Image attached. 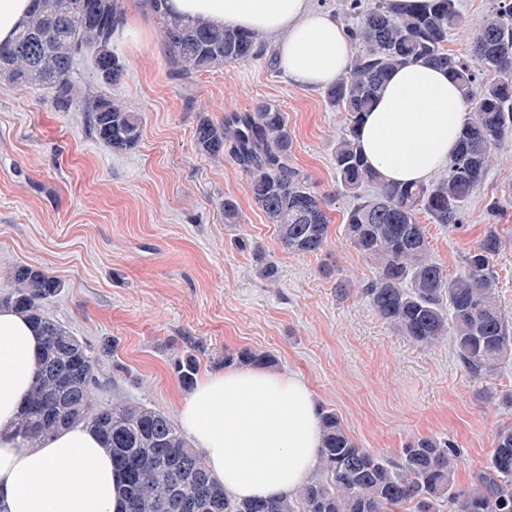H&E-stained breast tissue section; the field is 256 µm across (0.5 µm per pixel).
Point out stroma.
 <instances>
[{"label": "stroma", "instance_id": "1", "mask_svg": "<svg viewBox=\"0 0 512 512\" xmlns=\"http://www.w3.org/2000/svg\"><path fill=\"white\" fill-rule=\"evenodd\" d=\"M123 10L136 37L112 43L124 61L120 84L100 80L88 57L76 77L90 95H118L139 113L135 148L115 152L94 138L81 104L60 112L50 94L0 83V294L19 264L60 280L47 314L92 349L116 344L100 367L99 401L119 395L171 415L182 390L175 351L192 350L205 373L223 370L225 354L259 349L276 357L278 370L301 377L359 447L393 457L415 437L447 440L462 455L457 481L469 484L497 429L512 425V361L495 376L473 377L451 340L411 341L357 292L378 265L346 236L353 200L333 162L344 113L265 59L189 83L173 79L158 18L139 0ZM265 103L288 118L290 163L333 198L328 245L318 255L288 251L246 175L195 144L200 113L218 121ZM228 198L238 207L233 224L224 221ZM494 200L505 210L493 218ZM490 223L504 240L494 260L499 299L512 311V138L464 203L461 224L428 227L432 255L448 275ZM255 245L277 267L276 281L260 275ZM343 279L354 284L344 294L336 289Z\"/></svg>", "mask_w": 512, "mask_h": 512}]
</instances>
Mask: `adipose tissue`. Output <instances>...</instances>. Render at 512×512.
I'll return each instance as SVG.
<instances>
[{"label": "adipose tissue", "mask_w": 512, "mask_h": 512, "mask_svg": "<svg viewBox=\"0 0 512 512\" xmlns=\"http://www.w3.org/2000/svg\"><path fill=\"white\" fill-rule=\"evenodd\" d=\"M184 20L244 28L271 41L283 76L317 90L344 72L345 27L312 0H165ZM467 106L447 71L418 61L395 70L360 129L383 180L422 183L446 167ZM40 340L26 317L0 307V512H123V476L81 425L28 446L14 422L32 382ZM317 399L298 376L230 367L208 372L176 402L182 429L232 497L296 492L317 468Z\"/></svg>", "instance_id": "ef3b65f1"}]
</instances>
